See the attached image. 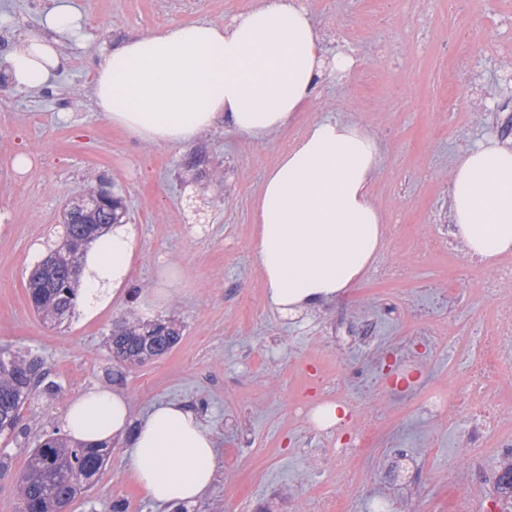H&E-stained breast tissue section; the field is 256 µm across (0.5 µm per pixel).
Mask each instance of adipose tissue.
<instances>
[{"instance_id": "adipose-tissue-1", "label": "adipose tissue", "mask_w": 512, "mask_h": 512, "mask_svg": "<svg viewBox=\"0 0 512 512\" xmlns=\"http://www.w3.org/2000/svg\"><path fill=\"white\" fill-rule=\"evenodd\" d=\"M83 16L56 0L6 62L14 85L52 89ZM352 60L326 57L310 13L297 0H262L230 24L169 22L109 47L94 67L91 97L128 136L189 147L224 129L267 140L295 120L324 71L348 75ZM382 160L360 123L323 118L308 125L264 175L254 203L256 252L267 304L298 314L359 288L384 239L371 183ZM449 218L467 254L494 263L512 254V142L490 138L460 154L450 176ZM133 225H110L86 251L80 275L85 322L111 310L128 288ZM74 443L129 439L138 491L163 507L201 500L216 477L211 428L185 402L154 406L133 419L127 397L98 386L75 397L65 415Z\"/></svg>"}]
</instances>
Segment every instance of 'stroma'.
Wrapping results in <instances>:
<instances>
[{"label":"stroma","instance_id":"stroma-1","mask_svg":"<svg viewBox=\"0 0 512 512\" xmlns=\"http://www.w3.org/2000/svg\"><path fill=\"white\" fill-rule=\"evenodd\" d=\"M260 0H74L87 19L81 43H68L70 61L58 91L0 88V346L41 357L59 391L35 393L14 430L0 432V452L10 467L0 476V512H16L13 486L32 448L62 433L70 400L96 385L124 394L134 416L152 405L180 399L211 425L218 471L207 495L189 512H304L318 491L310 472L304 425L290 401L292 384L319 372L317 353L340 343L341 372L359 365L355 348L366 320L380 333L412 341L427 285L455 278L463 258L449 252L450 174L458 156L499 134L512 110V0H312L310 14L328 52L352 56L346 78L324 75L314 98L287 129L264 142L223 131L189 149L142 143L112 127L90 95L92 70L103 45H114L167 22L224 24ZM40 0H0L13 27L5 42L37 30ZM466 26L472 48L458 61L451 30ZM454 110L436 107L442 93ZM71 113L70 122L60 113ZM354 120L380 143L382 161L372 195L397 225L381 256L412 268L409 281L391 283L368 270L355 301L345 299L290 319L271 309L253 243L254 201L266 172L322 117ZM33 156L17 174L18 152ZM108 185L126 205L137 231L132 295L98 320L74 316L64 326L44 325L28 288L32 245L46 241L63 221L66 203L88 186ZM179 270L169 300L154 312L180 323V341L164 356L140 366L112 358L114 323L160 284L166 266ZM429 480L400 512H440L435 493L466 455L456 430H434ZM129 448L117 442L90 488L68 512H157L140 495L128 466Z\"/></svg>","mask_w":512,"mask_h":512}]
</instances>
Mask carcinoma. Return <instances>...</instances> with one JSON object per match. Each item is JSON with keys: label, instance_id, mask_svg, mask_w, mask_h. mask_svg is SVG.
Returning <instances> with one entry per match:
<instances>
[{"label": "carcinoma", "instance_id": "obj_1", "mask_svg": "<svg viewBox=\"0 0 512 512\" xmlns=\"http://www.w3.org/2000/svg\"><path fill=\"white\" fill-rule=\"evenodd\" d=\"M111 223L110 213L99 205L93 188L78 202L67 204L59 242L48 254V262L37 264L29 281L32 304L41 321L60 327L75 315L76 271L84 248ZM180 336L181 329L172 320L143 321L131 314L112 329V357L144 364L170 351ZM45 375L40 358L0 348V431L15 428L21 410ZM111 453L110 448L74 447L60 437L47 438L32 450L16 480L17 512H65L78 491L93 482Z\"/></svg>", "mask_w": 512, "mask_h": 512}]
</instances>
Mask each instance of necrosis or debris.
Returning a JSON list of instances; mask_svg holds the SVG:
<instances>
[{
    "label": "necrosis or debris",
    "instance_id": "obj_1",
    "mask_svg": "<svg viewBox=\"0 0 512 512\" xmlns=\"http://www.w3.org/2000/svg\"><path fill=\"white\" fill-rule=\"evenodd\" d=\"M482 293L495 302L485 328L470 329L458 321L459 291L452 281L447 287L436 289L437 304L429 309L417 331V340L425 351L451 342L464 354L465 368L457 373L449 390L436 387L420 390L408 402L400 392H391L381 414L365 412L357 402L348 415L352 427L346 431L324 429L309 419L304 422L310 438L318 443L335 439L332 469L337 477L347 480V492L355 490L349 482L351 475L373 468L380 450H393L402 460V469L385 477L383 492L372 497L373 512H392L396 490L416 489L428 480L426 463L401 445L408 417L438 425L459 423L464 428L469 465L448 485L449 512H477L487 484L498 479V472L488 469L484 463L486 447L496 448L500 457H512V431L504 428L502 416L504 401L512 398V264L500 265ZM360 335L361 351L371 370H378L386 346L400 364L411 366L418 362L406 343L393 340L382 344L372 325H364Z\"/></svg>",
    "mask_w": 512,
    "mask_h": 512
}]
</instances>
